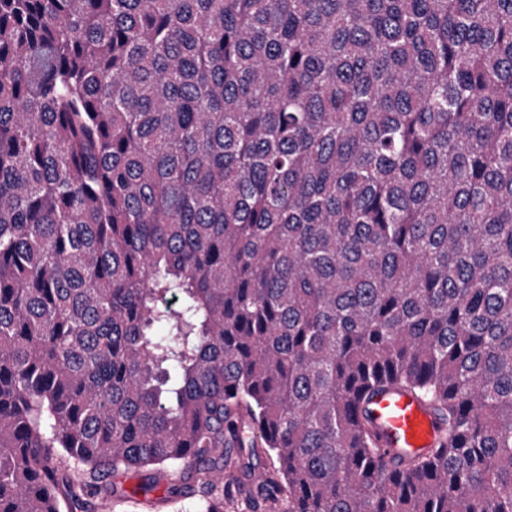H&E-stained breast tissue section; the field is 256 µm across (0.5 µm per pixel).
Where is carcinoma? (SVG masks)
<instances>
[{
    "instance_id": "cac0c4a2",
    "label": "carcinoma",
    "mask_w": 512,
    "mask_h": 512,
    "mask_svg": "<svg viewBox=\"0 0 512 512\" xmlns=\"http://www.w3.org/2000/svg\"><path fill=\"white\" fill-rule=\"evenodd\" d=\"M162 482L512 512V0H0V512ZM369 410L379 432L377 445L389 451V459L436 447L439 422L435 414L414 396L400 390H388L373 397Z\"/></svg>"
}]
</instances>
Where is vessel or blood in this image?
<instances>
[{"label":"vessel or blood","instance_id":"b4317fda","mask_svg":"<svg viewBox=\"0 0 512 512\" xmlns=\"http://www.w3.org/2000/svg\"><path fill=\"white\" fill-rule=\"evenodd\" d=\"M369 410L379 432L377 445L390 456L422 453L436 446L439 422L414 396L388 390L373 397Z\"/></svg>","mask_w":512,"mask_h":512}]
</instances>
